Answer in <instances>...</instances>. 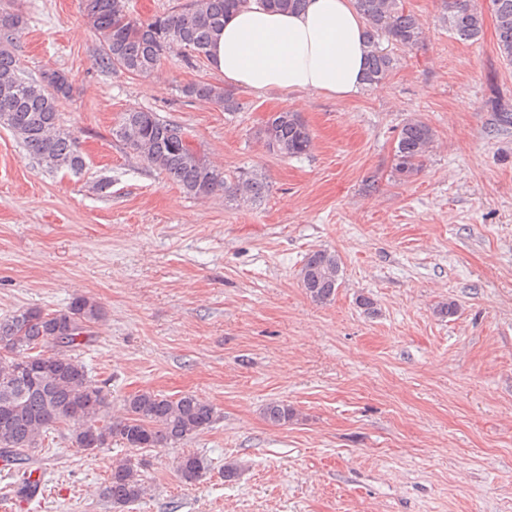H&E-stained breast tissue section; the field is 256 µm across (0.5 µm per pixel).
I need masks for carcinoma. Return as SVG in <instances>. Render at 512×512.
I'll list each match as a JSON object with an SVG mask.
<instances>
[{
	"label": "carcinoma",
	"instance_id": "cac0c4a2",
	"mask_svg": "<svg viewBox=\"0 0 512 512\" xmlns=\"http://www.w3.org/2000/svg\"><path fill=\"white\" fill-rule=\"evenodd\" d=\"M304 0H188L180 7L142 19L134 15L127 0H81V10L98 35L100 53L96 64L102 69H119L131 75H153L170 49L185 50L183 62L209 57L215 37L231 14L261 6L271 11L298 10ZM366 22L369 44L365 81L372 86L382 81L396 65L393 56L380 46L385 38L403 48L422 42L424 27L419 18L405 11L401 0H356ZM497 31V47L512 63V0H491ZM448 26L463 40L477 38L484 25L483 14L474 0L444 2ZM27 20L22 12L0 6V126L9 129L28 152L50 170L66 168L78 172L84 165L76 136L63 128L59 104L70 97L72 86L56 70L42 72L40 79L24 75L12 52ZM187 98L209 101L226 112L244 108L236 94L224 87L196 82L180 88ZM112 134L127 149L154 166L195 197L218 192L238 202L262 197L263 182L249 173L227 175L203 157L188 152L186 132L148 110H131L120 117ZM265 145L275 143L274 153L301 157L312 146L307 123L297 114L282 111L274 125L260 129ZM434 142L432 128L417 118L407 120L394 146L392 176L407 180L417 174ZM338 255L327 249L309 253L300 271L302 287L312 301L325 304L336 294L341 279ZM103 318L102 307L85 296H77L64 311L31 307L0 319V458L17 466L30 460V453L43 447L47 434L69 427L71 444L84 451L92 443L109 439L132 450L166 448L191 439L215 419V408L193 394L166 396L139 391L123 400L122 413L110 414L104 387L95 381L73 355L81 337L93 336L92 328ZM51 336H62L66 347L36 380L28 379L19 362L44 355ZM276 425L294 417L284 403L272 402L264 410ZM205 470L196 453L180 457L177 472L186 485L196 483ZM145 487L138 466L126 458L112 466L106 494L117 504L140 499Z\"/></svg>",
	"mask_w": 512,
	"mask_h": 512
}]
</instances>
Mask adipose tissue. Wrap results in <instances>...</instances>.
Wrapping results in <instances>:
<instances>
[{
  "mask_svg": "<svg viewBox=\"0 0 512 512\" xmlns=\"http://www.w3.org/2000/svg\"><path fill=\"white\" fill-rule=\"evenodd\" d=\"M364 29L356 0H306L288 12L254 6L225 20L210 63L229 86L346 99L364 85Z\"/></svg>",
  "mask_w": 512,
  "mask_h": 512,
  "instance_id": "adipose-tissue-1",
  "label": "adipose tissue"
}]
</instances>
